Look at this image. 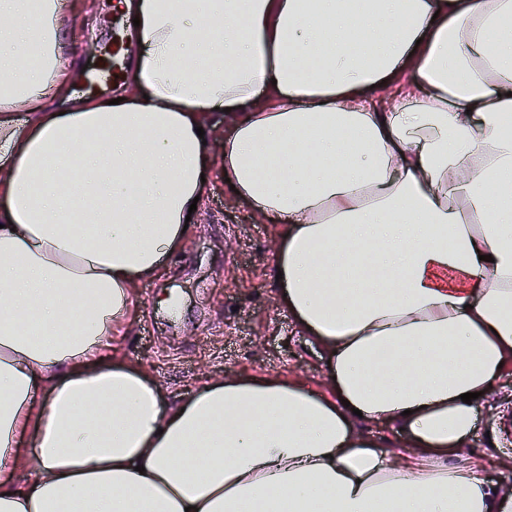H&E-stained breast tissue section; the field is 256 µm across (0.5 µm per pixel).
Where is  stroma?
Masks as SVG:
<instances>
[{
	"instance_id": "stroma-1",
	"label": "stroma",
	"mask_w": 512,
	"mask_h": 512,
	"mask_svg": "<svg viewBox=\"0 0 512 512\" xmlns=\"http://www.w3.org/2000/svg\"><path fill=\"white\" fill-rule=\"evenodd\" d=\"M84 10L65 34L77 54L69 89L74 98L111 96L112 88L89 92L86 67H99L122 19L112 0H81ZM223 121L209 142L204 168L205 200L193 228L166 272L141 282L116 358L141 367L169 401L189 399L205 383L226 378L277 376L332 395L321 344L304 336L278 298L274 256L278 227L258 218L229 185L218 180L224 160ZM512 368L483 403L458 464L477 463L488 481L512 485ZM498 446H491V439Z\"/></svg>"
}]
</instances>
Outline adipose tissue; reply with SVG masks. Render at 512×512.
<instances>
[{
  "instance_id": "adipose-tissue-1",
  "label": "adipose tissue",
  "mask_w": 512,
  "mask_h": 512,
  "mask_svg": "<svg viewBox=\"0 0 512 512\" xmlns=\"http://www.w3.org/2000/svg\"><path fill=\"white\" fill-rule=\"evenodd\" d=\"M121 8L146 95L72 106L74 0H0V512H512L448 461L512 364V0ZM220 108L221 174L278 221L281 302L334 397L259 376L177 405L112 358ZM356 426L365 433L372 434V436L382 441L386 449L396 455H406L409 452L408 448L399 447V437L388 426L368 424L363 421H357Z\"/></svg>"
}]
</instances>
